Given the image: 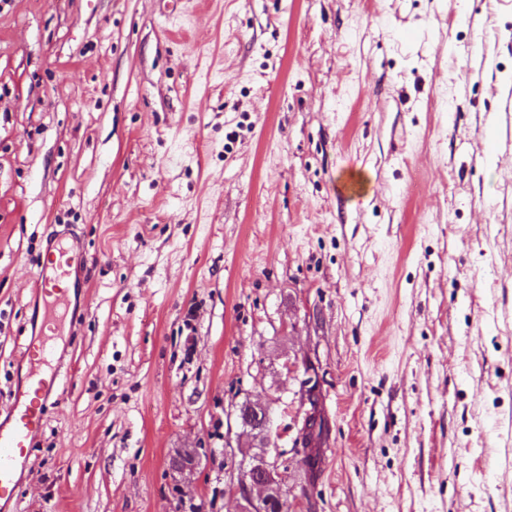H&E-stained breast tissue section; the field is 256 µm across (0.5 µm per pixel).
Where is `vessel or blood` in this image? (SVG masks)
<instances>
[{"label":"vessel or blood","instance_id":"1","mask_svg":"<svg viewBox=\"0 0 512 512\" xmlns=\"http://www.w3.org/2000/svg\"><path fill=\"white\" fill-rule=\"evenodd\" d=\"M82 261L79 238H60L47 246L45 261L34 282L36 307L30 320L32 336L21 359L27 365L26 378L35 383L34 391L17 387L13 403L0 419V501L11 503L15 477L27 450L44 427L43 407L54 395L62 364L41 340L59 309L69 308L68 283Z\"/></svg>","mask_w":512,"mask_h":512}]
</instances>
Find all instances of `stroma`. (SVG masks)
<instances>
[{
	"label": "stroma",
	"mask_w": 512,
	"mask_h": 512,
	"mask_svg": "<svg viewBox=\"0 0 512 512\" xmlns=\"http://www.w3.org/2000/svg\"><path fill=\"white\" fill-rule=\"evenodd\" d=\"M67 229L14 512H241L309 364L291 512H512V0H0V411ZM317 382V387L312 390V387ZM318 390V380H317V374L312 373L310 375H307L304 379L300 382V391L298 393L299 395V406L300 410L303 413V417L301 421L297 422L298 427V437L295 440L294 448H302V441L303 436L305 433V426H306V418L312 415V410L309 407V394L311 392ZM237 411V420L242 428L251 429L252 434L258 433L260 436H266L271 442L269 448L279 447L274 439L272 441V420L265 406L252 402L249 410H246V408L241 405ZM276 435L277 434H273V436Z\"/></svg>",
	"instance_id": "stroma-1"
}]
</instances>
